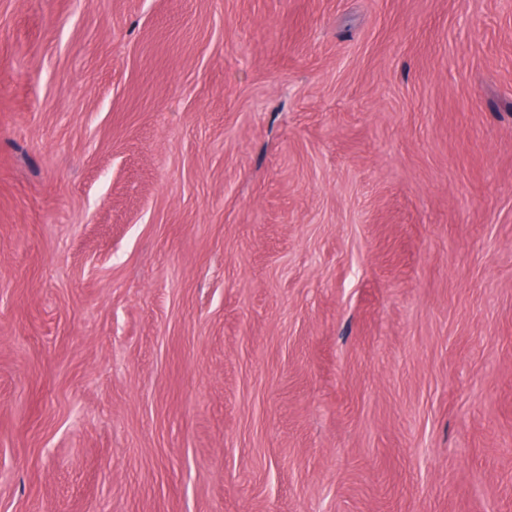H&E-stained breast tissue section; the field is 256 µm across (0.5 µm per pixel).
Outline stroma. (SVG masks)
I'll return each mask as SVG.
<instances>
[{"label":"stroma","mask_w":512,"mask_h":512,"mask_svg":"<svg viewBox=\"0 0 512 512\" xmlns=\"http://www.w3.org/2000/svg\"><path fill=\"white\" fill-rule=\"evenodd\" d=\"M512 512V0H0V512Z\"/></svg>","instance_id":"35a3bbf8"}]
</instances>
